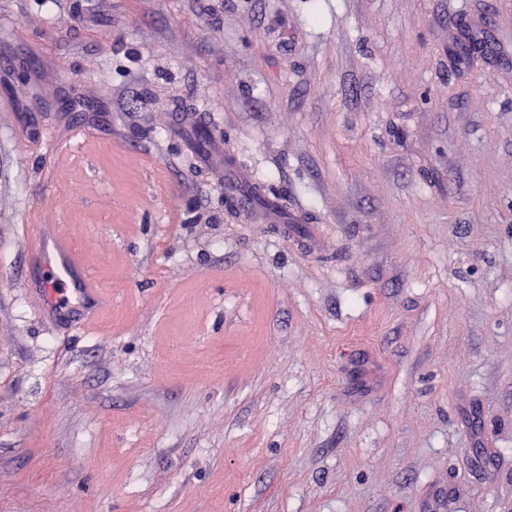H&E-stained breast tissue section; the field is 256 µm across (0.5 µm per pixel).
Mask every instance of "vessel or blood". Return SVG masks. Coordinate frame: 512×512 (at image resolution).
<instances>
[{
    "label": "vessel or blood",
    "instance_id": "b4317fda",
    "mask_svg": "<svg viewBox=\"0 0 512 512\" xmlns=\"http://www.w3.org/2000/svg\"><path fill=\"white\" fill-rule=\"evenodd\" d=\"M224 168L237 175L236 180L226 183L225 189L234 195L238 211L248 215L259 211L266 219L280 224L303 223L304 216L301 212L283 213L276 202L258 206L255 181L245 172L239 171L232 157H225ZM34 240L45 279L57 282L60 286L53 301L61 321L66 322L73 317L78 318L84 325L96 321L104 304L103 292L91 284L90 277L69 239L55 232L50 226L41 225L37 228Z\"/></svg>",
    "mask_w": 512,
    "mask_h": 512
}]
</instances>
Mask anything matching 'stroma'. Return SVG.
Returning <instances> with one entry per match:
<instances>
[{"instance_id":"1","label":"stroma","mask_w":512,"mask_h":512,"mask_svg":"<svg viewBox=\"0 0 512 512\" xmlns=\"http://www.w3.org/2000/svg\"><path fill=\"white\" fill-rule=\"evenodd\" d=\"M0 512H512V0H0ZM225 170L237 174L236 180L228 182L226 185L224 183L225 190L234 195L236 199V209L248 215L257 212L255 181L238 168L235 160L230 155H224ZM36 251L46 281L57 282L53 301L61 323L79 316V324L96 321L104 304L101 288L94 287L70 240L48 225H37Z\"/></svg>"}]
</instances>
